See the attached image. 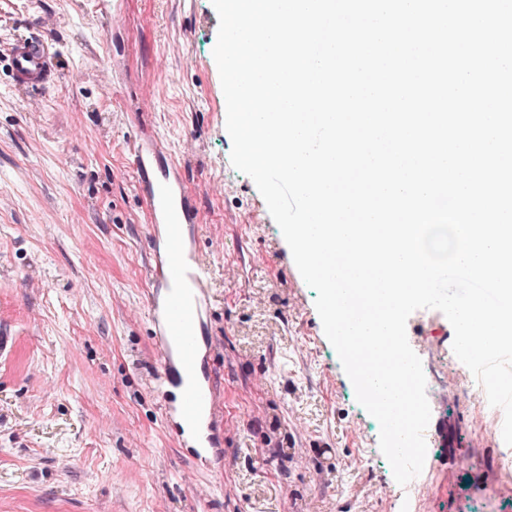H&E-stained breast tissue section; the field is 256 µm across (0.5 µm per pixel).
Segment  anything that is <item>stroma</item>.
<instances>
[{
    "label": "stroma",
    "mask_w": 512,
    "mask_h": 512,
    "mask_svg": "<svg viewBox=\"0 0 512 512\" xmlns=\"http://www.w3.org/2000/svg\"><path fill=\"white\" fill-rule=\"evenodd\" d=\"M211 0H0V512H512V447L463 392L454 331L407 321L441 395L420 493L395 481L254 181L231 164ZM37 36L53 85H17ZM178 160L210 268L224 458L197 470L164 420L150 212L132 152Z\"/></svg>",
    "instance_id": "35a3bbf8"
}]
</instances>
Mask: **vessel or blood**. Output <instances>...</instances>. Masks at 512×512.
Returning <instances> with one entry per match:
<instances>
[{
  "instance_id": "b4317fda",
  "label": "vessel or blood",
  "mask_w": 512,
  "mask_h": 512,
  "mask_svg": "<svg viewBox=\"0 0 512 512\" xmlns=\"http://www.w3.org/2000/svg\"><path fill=\"white\" fill-rule=\"evenodd\" d=\"M16 83L41 87L51 82L50 52L41 40L24 38L11 47ZM158 136L140 137L133 165L138 190L149 204L153 263L151 320L153 343L162 366L161 381L179 394L165 405V419L176 428L181 447L201 468L221 455L224 432L219 424L218 394L208 370L213 341L205 333L208 269L196 257L191 226L197 221L179 167L166 163Z\"/></svg>"
}]
</instances>
